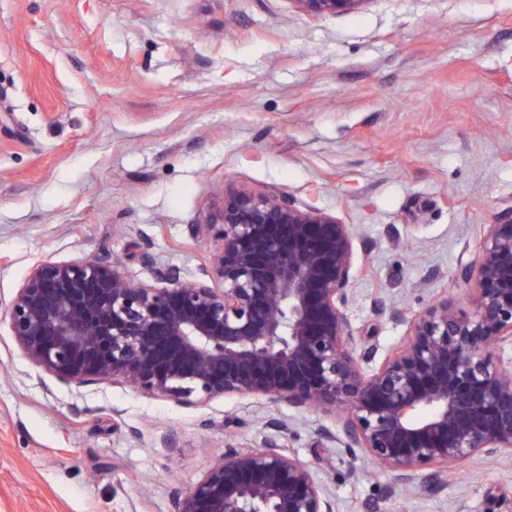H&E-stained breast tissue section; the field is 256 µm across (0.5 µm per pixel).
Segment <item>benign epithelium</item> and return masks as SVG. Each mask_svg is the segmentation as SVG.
Returning <instances> with one entry per match:
<instances>
[{
    "mask_svg": "<svg viewBox=\"0 0 512 512\" xmlns=\"http://www.w3.org/2000/svg\"><path fill=\"white\" fill-rule=\"evenodd\" d=\"M315 15L367 0H293ZM189 234L212 238L211 264L190 279L146 252L151 280L132 283L107 253L31 270L8 308L10 336L65 385L129 384L205 406L261 397L271 406L340 412L334 442L391 471L395 486L440 490L448 467L512 451V214L486 225L458 279L476 283L474 311L439 297L408 339L368 370L346 313L361 271L352 225L283 192L224 191V205ZM224 419V452L170 512H336L309 462L288 452V424L266 416L249 447Z\"/></svg>",
    "mask_w": 512,
    "mask_h": 512,
    "instance_id": "benign-epithelium-1",
    "label": "benign epithelium"
}]
</instances>
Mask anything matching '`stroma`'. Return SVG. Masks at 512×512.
<instances>
[{"instance_id": "35a3bbf8", "label": "stroma", "mask_w": 512, "mask_h": 512, "mask_svg": "<svg viewBox=\"0 0 512 512\" xmlns=\"http://www.w3.org/2000/svg\"><path fill=\"white\" fill-rule=\"evenodd\" d=\"M230 184L353 225L358 347L385 357L443 292L472 311L457 272L512 211V0H367L328 16L292 0H0V512H170L223 452L225 417L245 422L242 445L263 433L260 398L193 407L51 384L3 316L44 261L103 251L146 282L147 242L196 275L214 243L187 227ZM279 415L336 512H512V453L389 498L390 471L319 439L333 414ZM162 432L175 460L154 445Z\"/></svg>"}]
</instances>
